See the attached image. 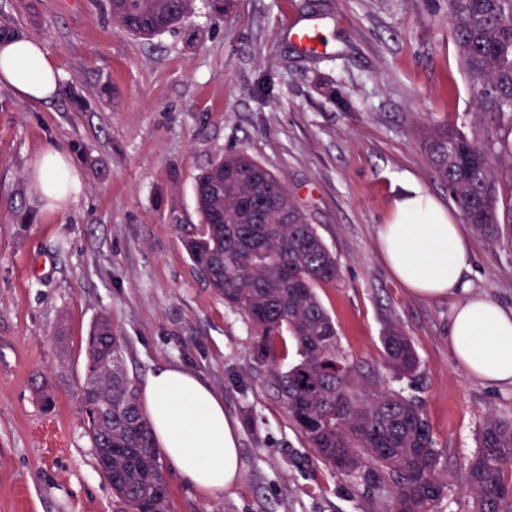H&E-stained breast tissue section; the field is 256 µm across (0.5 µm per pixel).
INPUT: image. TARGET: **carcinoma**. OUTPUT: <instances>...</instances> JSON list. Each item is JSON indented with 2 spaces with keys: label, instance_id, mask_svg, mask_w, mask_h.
<instances>
[{
  "label": "carcinoma",
  "instance_id": "carcinoma-1",
  "mask_svg": "<svg viewBox=\"0 0 512 512\" xmlns=\"http://www.w3.org/2000/svg\"><path fill=\"white\" fill-rule=\"evenodd\" d=\"M448 27L474 101V129L429 122L418 143L448 186L465 223L490 246L512 245V0H447ZM112 21L142 38L189 19L195 0H106ZM200 229L184 240L194 267L224 304L242 312L255 336L256 360L269 367L279 397L319 458L344 475L388 488L389 512H436L447 483L422 406L389 388L362 384L340 353L338 331L318 292L340 278V265L284 182L245 152L228 154L198 177ZM296 362L283 367V336ZM385 368L404 378L419 368L409 336L387 325ZM87 360L98 389L82 398L93 447H112V493L122 512H169V490L152 426L139 403L120 336L100 315ZM512 419L482 424L462 481L474 512H512Z\"/></svg>",
  "mask_w": 512,
  "mask_h": 512
}]
</instances>
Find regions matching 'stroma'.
Listing matches in <instances>:
<instances>
[{
  "label": "stroma",
  "mask_w": 512,
  "mask_h": 512,
  "mask_svg": "<svg viewBox=\"0 0 512 512\" xmlns=\"http://www.w3.org/2000/svg\"><path fill=\"white\" fill-rule=\"evenodd\" d=\"M1 23L41 42L60 78L46 102L0 87V512H114L80 401L102 313L138 380L186 367L237 424L239 482L206 499L165 466L171 512H387L384 489L317 457L255 360L246 316L184 250L202 222L197 177L235 151L287 185L335 254L341 277L318 294L360 379L421 402L448 481L438 512H472L461 471L483 422L512 418V386L457 362L453 300L412 295L378 248L412 188L458 211L415 141L430 121H476L443 0H231L223 12L196 0L189 22L148 40L104 0H0ZM303 26L317 56L294 37ZM49 143L81 178L64 208L33 200ZM468 237L463 286L511 310L512 245ZM390 321L418 354L413 377L384 367Z\"/></svg>",
  "instance_id": "obj_1"
}]
</instances>
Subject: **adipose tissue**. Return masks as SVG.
<instances>
[{
  "instance_id": "obj_1",
  "label": "adipose tissue",
  "mask_w": 512,
  "mask_h": 512,
  "mask_svg": "<svg viewBox=\"0 0 512 512\" xmlns=\"http://www.w3.org/2000/svg\"><path fill=\"white\" fill-rule=\"evenodd\" d=\"M1 86L32 101L53 98L57 70L46 48L21 38L0 42ZM34 188L40 200L69 203L81 182L68 157L49 144L37 157ZM378 241L394 277L412 294L454 299L448 343L455 358L473 376L512 384V310L461 288L472 257L461 224L419 188L396 201ZM139 402L164 458L202 497L216 498L239 481L237 427L222 398L195 373L175 364L156 368Z\"/></svg>"
}]
</instances>
